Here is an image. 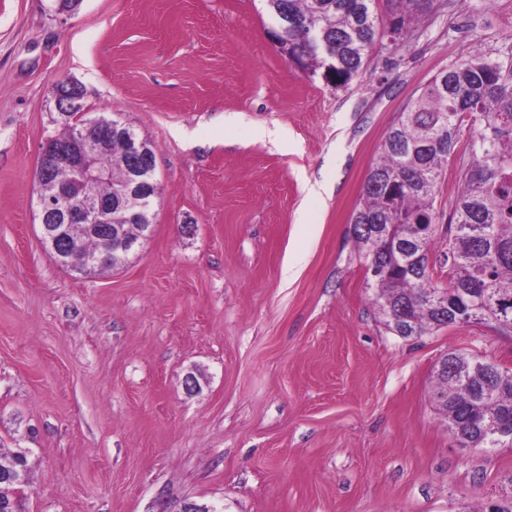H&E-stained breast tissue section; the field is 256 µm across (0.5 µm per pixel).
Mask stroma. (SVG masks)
Masks as SVG:
<instances>
[{
	"label": "stroma",
	"instance_id": "1",
	"mask_svg": "<svg viewBox=\"0 0 512 512\" xmlns=\"http://www.w3.org/2000/svg\"><path fill=\"white\" fill-rule=\"evenodd\" d=\"M274 24L264 0H0V453L27 455L21 512L512 505V448L457 447L431 399L442 355L512 368V336L394 335L350 224L404 105L473 54L512 55V0H431L344 87L291 64ZM63 82L155 146L151 232L96 275L39 240Z\"/></svg>",
	"mask_w": 512,
	"mask_h": 512
}]
</instances>
